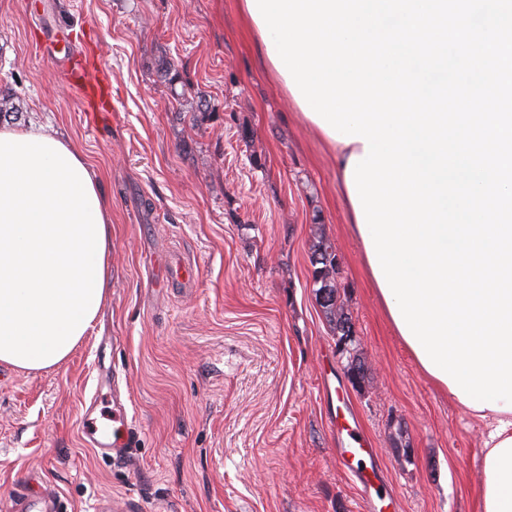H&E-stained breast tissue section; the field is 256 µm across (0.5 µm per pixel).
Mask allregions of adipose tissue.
Segmentation results:
<instances>
[{"mask_svg":"<svg viewBox=\"0 0 512 512\" xmlns=\"http://www.w3.org/2000/svg\"><path fill=\"white\" fill-rule=\"evenodd\" d=\"M112 212L96 168L51 125L0 128V364L59 367L100 315ZM478 512H512V412L483 410Z\"/></svg>","mask_w":512,"mask_h":512,"instance_id":"1","label":"adipose tissue"}]
</instances>
